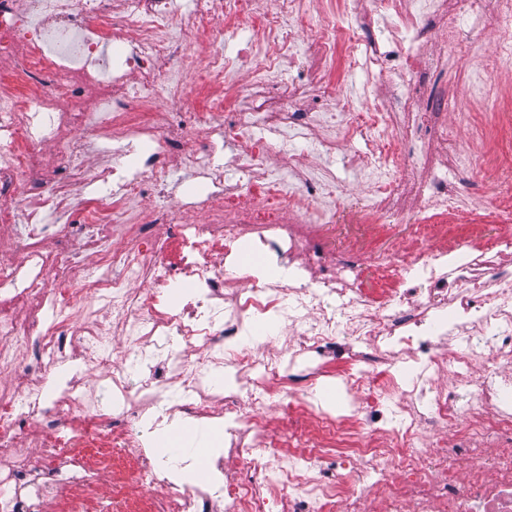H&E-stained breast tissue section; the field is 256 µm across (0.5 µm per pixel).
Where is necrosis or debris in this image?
Returning a JSON list of instances; mask_svg holds the SVG:
<instances>
[{"instance_id":"1","label":"necrosis or debris","mask_w":512,"mask_h":512,"mask_svg":"<svg viewBox=\"0 0 512 512\" xmlns=\"http://www.w3.org/2000/svg\"><path fill=\"white\" fill-rule=\"evenodd\" d=\"M393 16L400 20L391 34L401 79L395 97L334 91L325 77L337 47L348 70L382 72L381 52L365 32ZM489 21L495 49L470 78L475 110L495 108L489 84L512 71V0H464L459 13L447 0H376L375 9L343 18L330 7L312 13L307 0H196L186 28L208 33L210 42L190 84L177 69L185 45L175 33L174 0L116 7L0 0V81L13 88L0 98V232L22 257L0 258V372L20 369L17 349L38 356L29 386L0 394V446L12 450L0 463V512H38L34 491L60 472L81 488L66 512H97L99 474L115 465L123 472L112 483L113 512H512V235L483 245L449 240L447 222L462 216L466 185L449 186L437 168L477 175L494 159L482 146L449 154L437 118L451 104L426 94L420 81L448 66L437 44L457 46L464 23ZM243 24L259 39L223 53ZM288 67L297 76L286 85ZM198 90L209 101L202 112L194 107ZM340 113L349 124L336 135ZM257 125L270 138H255ZM42 128L64 180L47 168L45 141L36 137ZM425 128L433 145L415 142ZM298 134L317 137L324 154L357 137H382L373 159L352 152L347 163L369 183L367 223L393 217L414 225L417 245L408 255L336 249L328 235L343 202L335 182L305 167L291 168L284 181L267 176ZM103 138L143 146L139 164L112 168L122 193L109 207L71 204L67 184L98 177L76 158ZM191 138L196 147L185 149ZM222 145L233 150L242 182L225 185L223 168L211 164ZM174 159L205 181L202 223L185 220L173 202ZM414 170L425 178L412 179ZM143 203L153 223L169 225L167 237L139 223L131 232L144 251L103 250L106 226L129 224L130 205ZM46 210L67 219L43 223ZM48 236L60 249H45ZM244 239L287 268V282L236 274ZM74 240L100 254L96 278L79 274L66 248ZM366 266L383 287H364ZM183 280L196 294L170 307L168 291ZM138 283L143 291H135ZM103 313L121 323L127 344L160 336L185 343L137 385L112 375L118 420L101 412L81 380L55 398L43 393L60 362L100 365ZM269 316L293 333L288 360L232 347L249 323ZM455 339L462 347H452ZM196 346L205 359L193 358ZM337 361L352 399L339 416L309 400ZM220 367L239 387L219 402L206 376ZM282 375L307 399L277 434L269 410ZM174 384L192 400L169 403ZM393 396L391 415L385 403ZM164 402L192 424L223 420L224 454L207 468L223 501L210 485L176 483L134 432L133 422ZM230 460L252 464V474L230 472ZM335 462L350 468L332 473ZM134 486L145 494H131Z\"/></svg>"}]
</instances>
